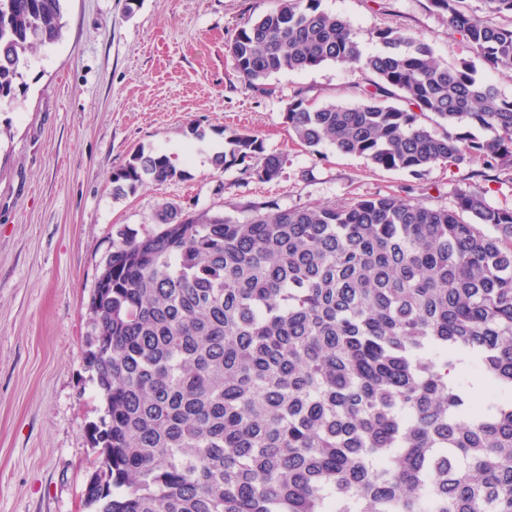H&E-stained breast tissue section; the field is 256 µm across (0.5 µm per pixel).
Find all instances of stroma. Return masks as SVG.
I'll return each instance as SVG.
<instances>
[{
	"instance_id": "1",
	"label": "stroma",
	"mask_w": 512,
	"mask_h": 512,
	"mask_svg": "<svg viewBox=\"0 0 512 512\" xmlns=\"http://www.w3.org/2000/svg\"><path fill=\"white\" fill-rule=\"evenodd\" d=\"M277 0H64L59 42L37 47L16 98L0 102V512H94L83 499L101 457L89 432L105 414L85 363L88 303L114 243L158 232L163 205L234 214L250 201L285 210L397 195L455 209L463 189L512 209V173L473 162L422 176L387 170L331 147L294 141L288 105L353 103L373 75L325 63L245 88L225 45ZM347 20L360 47L379 29L416 32L440 63L468 57L429 0H319ZM205 132L195 139L192 128ZM286 155L271 182L219 169L225 130ZM160 152L182 178L118 197L112 175L137 149Z\"/></svg>"
}]
</instances>
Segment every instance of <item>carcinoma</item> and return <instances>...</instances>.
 I'll return each instance as SVG.
<instances>
[{
	"label": "carcinoma",
	"instance_id": "cac0c4a2",
	"mask_svg": "<svg viewBox=\"0 0 512 512\" xmlns=\"http://www.w3.org/2000/svg\"><path fill=\"white\" fill-rule=\"evenodd\" d=\"M63 0H0V102L26 54L63 35ZM429 0L466 50L512 67V26ZM361 53L318 0H278L226 52L266 92L283 71L354 63L353 104L301 97L284 124L374 166L422 176L479 162L512 172V99L422 37L376 32ZM490 138L437 134L429 115ZM217 167L278 178L286 158L224 136ZM133 152L113 194L180 178ZM239 220L165 206L161 229L114 246L89 302L87 367L105 400L90 430L95 512H512V210L461 190L457 210L395 195ZM466 213L470 220L462 219ZM491 227L494 232L486 231ZM474 375L491 394L476 403Z\"/></svg>",
	"mask_w": 512,
	"mask_h": 512
}]
</instances>
